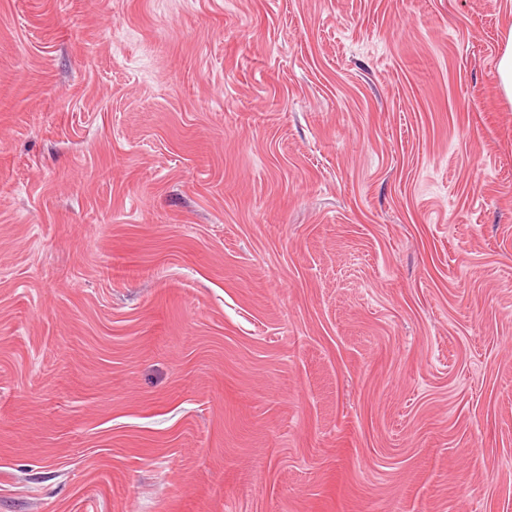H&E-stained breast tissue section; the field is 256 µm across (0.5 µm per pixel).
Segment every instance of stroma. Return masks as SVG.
<instances>
[{"label": "stroma", "instance_id": "1", "mask_svg": "<svg viewBox=\"0 0 512 512\" xmlns=\"http://www.w3.org/2000/svg\"><path fill=\"white\" fill-rule=\"evenodd\" d=\"M512 0H0V512H512ZM496 72L504 95L512 102V26L507 30L506 40H504L498 57Z\"/></svg>", "mask_w": 512, "mask_h": 512}]
</instances>
